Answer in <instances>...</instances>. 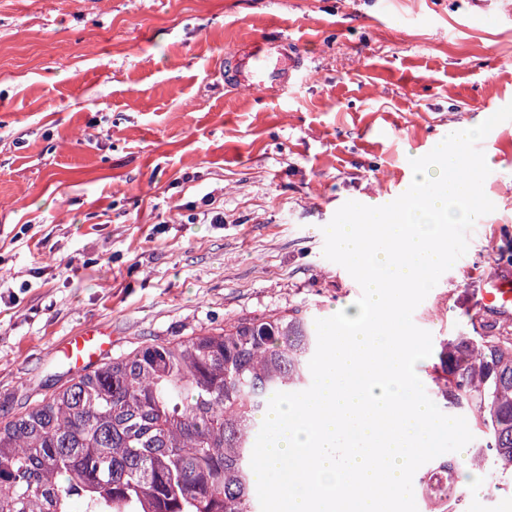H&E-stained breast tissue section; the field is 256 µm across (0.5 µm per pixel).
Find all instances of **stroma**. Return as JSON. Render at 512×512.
I'll use <instances>...</instances> for the list:
<instances>
[{
    "instance_id": "35a3bbf8",
    "label": "stroma",
    "mask_w": 512,
    "mask_h": 512,
    "mask_svg": "<svg viewBox=\"0 0 512 512\" xmlns=\"http://www.w3.org/2000/svg\"><path fill=\"white\" fill-rule=\"evenodd\" d=\"M512 0H0V421L67 383L56 352L94 328L154 339L362 289L323 254L346 202L397 196L411 159L512 102ZM280 32L309 70L275 95L220 62ZM495 209L416 307L472 331L512 258V121L479 144ZM224 221L205 223V194Z\"/></svg>"
}]
</instances>
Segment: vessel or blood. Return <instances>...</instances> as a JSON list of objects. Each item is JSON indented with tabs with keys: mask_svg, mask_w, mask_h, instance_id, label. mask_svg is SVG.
<instances>
[{
	"mask_svg": "<svg viewBox=\"0 0 512 512\" xmlns=\"http://www.w3.org/2000/svg\"><path fill=\"white\" fill-rule=\"evenodd\" d=\"M224 76L231 84L251 90L286 92L306 72L297 42L289 35L261 37L244 49L226 53ZM483 311L512 315V277L490 274L481 290ZM102 342L94 331L70 337L60 349L61 357L75 369L99 361Z\"/></svg>",
	"mask_w": 512,
	"mask_h": 512,
	"instance_id": "b4317fda",
	"label": "vessel or blood"
}]
</instances>
